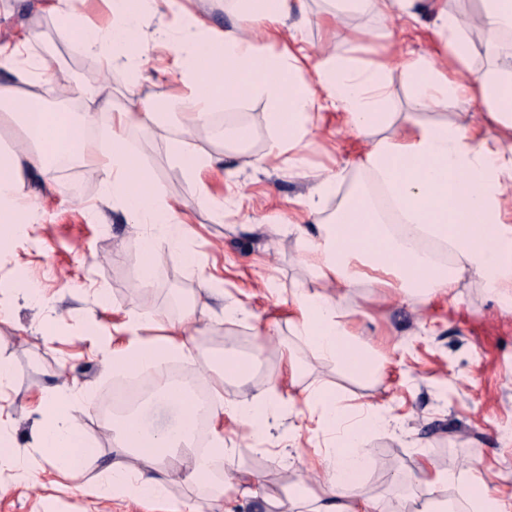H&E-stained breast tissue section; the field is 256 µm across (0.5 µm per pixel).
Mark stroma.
Listing matches in <instances>:
<instances>
[{"label": "stroma", "instance_id": "35a3bbf8", "mask_svg": "<svg viewBox=\"0 0 512 512\" xmlns=\"http://www.w3.org/2000/svg\"><path fill=\"white\" fill-rule=\"evenodd\" d=\"M36 0H0V44L34 35L36 47L47 57L54 73V91L46 104L61 108L59 87L77 76L107 83L123 92L122 69L101 74L96 64L75 49V34H63L57 20L36 11ZM458 16L466 32H473L482 12L481 0H417L416 28H406L399 18L347 13L337 26L322 30L301 24L313 62L323 56L355 57L366 62L387 58V79L392 109L406 111L410 78L404 67L409 59L435 52L436 6ZM263 100L252 99L232 106L233 124L246 130L249 146L224 152L210 128L196 129L195 142L208 151L222 153V163L211 173L208 185L215 196L234 195L237 207L223 223H212L208 210L195 211L194 233L187 240L198 263L186 266L165 260L154 271L151 288H141L139 272L143 254L137 228L126 213L100 203L99 174L85 163L59 166L51 179L35 176L25 190L40 207L42 223L28 234L0 247V271L15 273L40 286L43 302L35 304L17 296L12 319L0 323V357L10 361L14 377L0 390L13 418L15 451L39 472V484L24 489L0 486V512H151L150 504L130 500H100L64 490L57 473L46 464L30 436L28 413L44 390L65 382L77 392L88 393L89 408L77 417L84 437L101 454L114 446L110 425L100 419L98 407L116 379L106 363L107 349H91L79 335L78 318L94 314L99 332L111 331L125 310L148 309L178 317L173 293L195 295L201 276L212 277L218 292L206 306L197 307L194 337L207 339L208 361H218L223 345L242 352L265 345L264 359L247 383L229 382L225 398H239L264 391L278 371L275 348L285 344L296 356L304 383H322L339 395L359 397L372 408L387 409L392 427L365 438L372 467L362 480L364 492L385 503L388 512L428 498L420 482L417 463L428 452L440 466L458 471L479 466L498 496H512V441L499 430L512 426V306L484 292L473 274H464L455 296L428 303L408 300L394 288H373L360 283L339 289L341 308L350 313L363 340L373 343L384 357L380 378H361L347 373L338 362L319 357L301 337L295 336L288 319L292 307L287 289L308 283L313 275L304 263V242L290 233L298 200L313 189L316 175L344 169L347 187L365 175L358 166L369 143L357 137L336 113H327L305 149L306 174L283 163L254 167L267 142ZM178 129L170 124L151 137L131 131L128 142L150 174L169 196L193 200L195 185L188 180L170 153ZM281 286L270 295L267 279ZM243 300L250 320L227 323L221 317L225 303ZM58 318L56 330L42 334L45 308ZM274 325L277 340L262 341L259 332ZM301 404L282 409L271 429L268 447L287 449L284 457L258 453L245 428L228 423L224 440L236 462L258 471L267 492L287 480L300 479L304 488L314 486L315 474L306 466L313 444L290 440L296 427L308 428L313 443L324 436L301 413Z\"/></svg>", "mask_w": 512, "mask_h": 512}]
</instances>
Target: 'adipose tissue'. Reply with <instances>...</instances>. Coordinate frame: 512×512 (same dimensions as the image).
<instances>
[{"label": "adipose tissue", "instance_id": "adipose-tissue-1", "mask_svg": "<svg viewBox=\"0 0 512 512\" xmlns=\"http://www.w3.org/2000/svg\"><path fill=\"white\" fill-rule=\"evenodd\" d=\"M231 4L233 13L253 27L252 35L236 28L216 30L204 17L187 13L178 27H161L146 44L137 32L141 14L173 9L176 0H140L135 11L129 0H48L46 9L61 30L77 32L81 54L104 72L118 66L125 70L124 103L119 107L105 86L75 78L68 94L77 102V111H51L40 92L51 81L45 56L28 39L0 45V70L11 75L0 82V130H18L26 142L25 149L17 150L0 140V224L18 234L39 223V209L25 191L27 179L36 174L51 178L56 163L79 155L99 171L102 199L142 229L143 287L151 286L162 259L195 265L197 257L186 246L189 227L181 217L185 204L147 178L129 152L128 131L135 127L148 136L165 123L178 122L181 135L172 143V156L194 182L197 205L206 206L220 224L224 203L205 182L220 159L198 148L192 132L207 125L220 105L257 98L269 107L268 141L258 164L283 159L301 165L302 149L324 112L342 113L357 136L371 138L360 165L383 186L400 216L398 224L387 223L372 201L359 195L348 196L332 215H324V201L344 178L339 171L319 176L313 193L300 201L296 230L304 240L314 280L289 290V324L322 358L340 362L356 375L378 374L384 367L373 346L351 330L349 316L329 286L365 280L429 302L452 294L461 273L468 271L489 291L511 295L512 196L507 188L512 185V61L475 70L470 60L478 41L512 31V0H483L475 35L464 31L457 16L438 9L435 25L444 58L420 55L406 63L411 109L455 108L477 100L484 107L482 122L411 121L400 133L377 140L374 130L393 120L387 110L386 62L363 64L330 55L310 69L309 53L287 26L291 17H306L307 0H276L272 7L265 0ZM154 48L173 57L168 69L171 89L161 102L141 92L142 71ZM309 70L315 72V81L306 79ZM103 112L111 126L109 142L101 148L85 133ZM487 119L500 126L499 135H485L482 123ZM310 221L315 231H308ZM426 236L450 243L459 265L426 261L415 247L416 240ZM194 316L190 307L178 320L160 325L151 312H125L112 326L108 365L116 371L148 370L172 356L196 362L199 349L188 335ZM277 352L280 369L265 392L228 399L225 383L246 380L256 359L223 350L220 367L209 376V390L222 404L208 410L216 429L204 453L193 448L185 432L198 406L182 384H163L157 402L113 422L118 442L105 460L76 423L78 412L88 406L87 398L66 385L40 396L31 433L68 490H89L101 499L170 503L171 486L181 482L201 487L203 493L171 503L170 512H214L220 503L240 496L261 498L265 512H385L380 499L363 492L356 468L368 455L365 434L388 427L389 415L345 403L321 384L301 386V367L292 352L284 345ZM286 386L300 388L305 408L328 440L324 453L309 466L322 478L305 496L290 484L277 493L261 492L259 476L229 468L230 454L217 429L228 420L248 427L253 440L265 443L270 421L284 404L280 391ZM95 458L101 472L91 487L85 481V465ZM417 469L433 493L420 512H456V503L441 491L457 484L464 487L466 512H512V501L491 492L480 468H467L460 475L424 455Z\"/></svg>", "mask_w": 512, "mask_h": 512}]
</instances>
